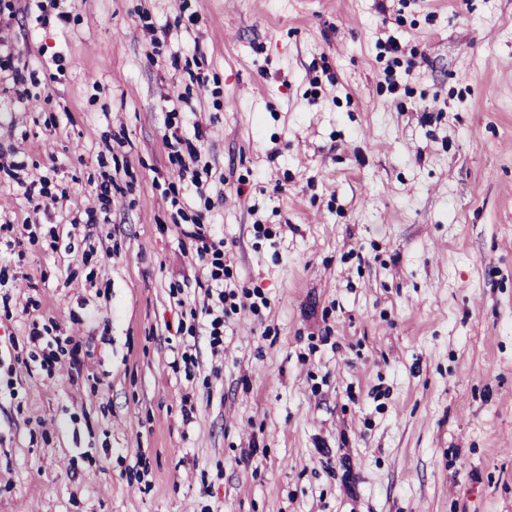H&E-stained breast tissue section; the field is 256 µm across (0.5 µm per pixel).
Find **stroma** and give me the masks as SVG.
<instances>
[{"instance_id": "1", "label": "stroma", "mask_w": 512, "mask_h": 512, "mask_svg": "<svg viewBox=\"0 0 512 512\" xmlns=\"http://www.w3.org/2000/svg\"><path fill=\"white\" fill-rule=\"evenodd\" d=\"M0 268V512H512V0H0Z\"/></svg>"}]
</instances>
